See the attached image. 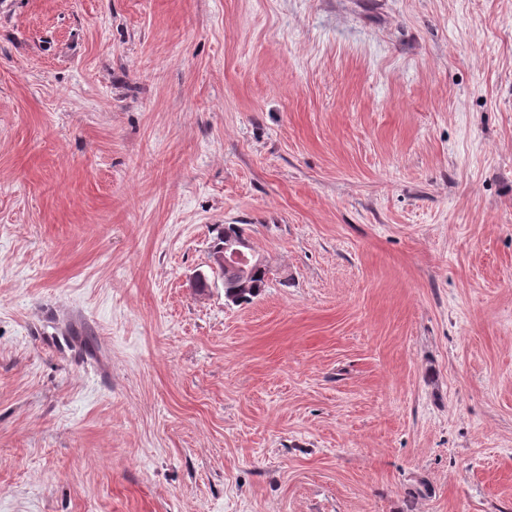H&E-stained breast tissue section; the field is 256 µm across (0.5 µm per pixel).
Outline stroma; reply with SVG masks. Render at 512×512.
<instances>
[{
    "label": "stroma",
    "mask_w": 512,
    "mask_h": 512,
    "mask_svg": "<svg viewBox=\"0 0 512 512\" xmlns=\"http://www.w3.org/2000/svg\"><path fill=\"white\" fill-rule=\"evenodd\" d=\"M0 512H512V0H0ZM219 249L211 250L210 268L216 275L224 279V295H238V288H250V277L253 267L265 264L266 259L261 256L251 245L247 237L230 238ZM270 269L267 265L264 269L255 271L251 281L253 288L246 293L239 303H248L253 298L261 295L268 288ZM224 273L231 276L235 282V288L226 280Z\"/></svg>",
    "instance_id": "stroma-1"
}]
</instances>
